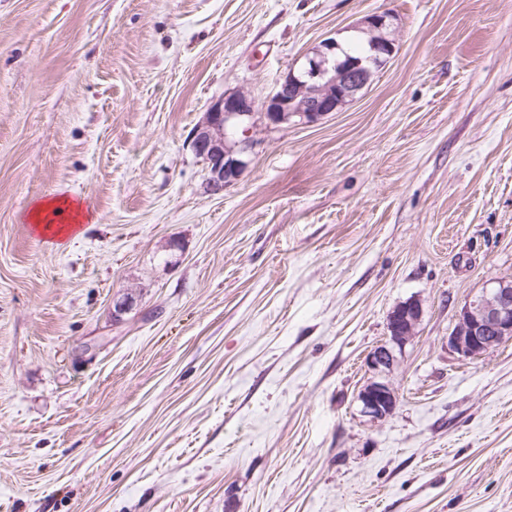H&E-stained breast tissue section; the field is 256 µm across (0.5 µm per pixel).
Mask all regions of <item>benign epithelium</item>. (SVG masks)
Returning <instances> with one entry per match:
<instances>
[{"label": "benign epithelium", "mask_w": 512, "mask_h": 512, "mask_svg": "<svg viewBox=\"0 0 512 512\" xmlns=\"http://www.w3.org/2000/svg\"><path fill=\"white\" fill-rule=\"evenodd\" d=\"M388 18L387 12L373 13L362 21L379 66L395 53L394 40L384 34ZM339 48L334 39L323 41L313 55L289 68L259 106L250 92L235 90L210 107L192 129L190 143L207 165L211 192H223L247 167L248 133L255 116L275 126L315 123L355 98L367 85L372 68L361 59L337 60ZM421 316L422 307L417 300L394 307L388 317V342L368 356L371 370L383 374L393 367L394 347L405 345L415 336ZM506 340H512V280L497 279L461 307L457 324L448 336V347L464 358H474ZM359 401L362 412L372 419H384L397 407V395L385 381L367 383L359 393Z\"/></svg>", "instance_id": "obj_1"}]
</instances>
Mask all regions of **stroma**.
<instances>
[{
  "label": "stroma",
  "mask_w": 512,
  "mask_h": 512,
  "mask_svg": "<svg viewBox=\"0 0 512 512\" xmlns=\"http://www.w3.org/2000/svg\"><path fill=\"white\" fill-rule=\"evenodd\" d=\"M375 12L361 95L256 121L211 194L210 105ZM60 193L91 220L57 249L26 215ZM498 278L512 0H0V512H512V340L448 349ZM421 316L422 307L417 300H408L394 307L388 317V342L376 347L368 356L371 370L381 374L390 371L395 362L394 347H402L415 336ZM362 412L372 419H385L397 407V395L389 383L372 380L359 393Z\"/></svg>",
  "instance_id": "35a3bbf8"
}]
</instances>
